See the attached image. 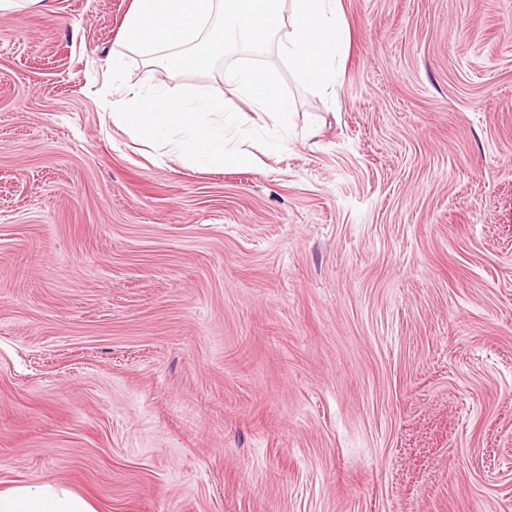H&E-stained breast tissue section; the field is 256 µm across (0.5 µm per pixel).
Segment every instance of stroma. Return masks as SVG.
Listing matches in <instances>:
<instances>
[{
  "label": "stroma",
  "instance_id": "stroma-1",
  "mask_svg": "<svg viewBox=\"0 0 512 512\" xmlns=\"http://www.w3.org/2000/svg\"><path fill=\"white\" fill-rule=\"evenodd\" d=\"M133 0L0 16V490L96 512H512V0H339L283 148L193 165ZM1 512H95L82 497L55 492L49 486H24L0 490Z\"/></svg>",
  "mask_w": 512,
  "mask_h": 512
}]
</instances>
